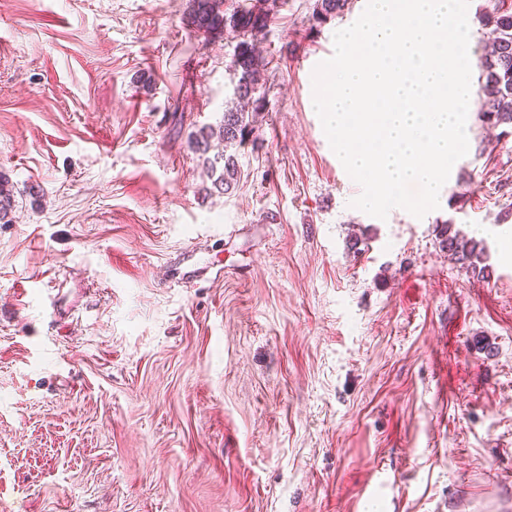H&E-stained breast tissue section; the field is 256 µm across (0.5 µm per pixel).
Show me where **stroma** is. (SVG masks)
I'll return each mask as SVG.
<instances>
[{"mask_svg":"<svg viewBox=\"0 0 512 512\" xmlns=\"http://www.w3.org/2000/svg\"><path fill=\"white\" fill-rule=\"evenodd\" d=\"M314 2L255 38L221 194L191 141L235 39L190 0H0V512H512V137L469 116L423 218L350 207L312 71L366 0ZM351 0H316L312 12V19L321 25L332 17H339L349 10ZM452 228L453 224L442 225L438 238L439 247L448 250V255L466 272L481 277H489L486 266L477 270V263L481 260L486 249L484 242L474 238L466 240L464 237L460 238L459 233H452Z\"/></svg>","mask_w":512,"mask_h":512,"instance_id":"stroma-1","label":"stroma"}]
</instances>
